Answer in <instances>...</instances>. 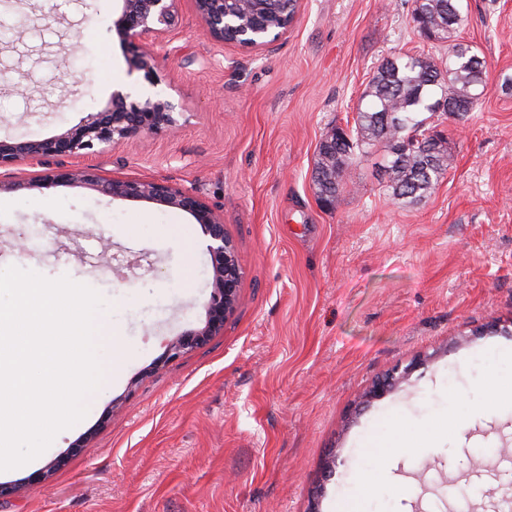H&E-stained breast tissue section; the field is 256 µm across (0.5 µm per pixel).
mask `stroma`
Segmentation results:
<instances>
[{
    "label": "stroma",
    "mask_w": 512,
    "mask_h": 512,
    "mask_svg": "<svg viewBox=\"0 0 512 512\" xmlns=\"http://www.w3.org/2000/svg\"><path fill=\"white\" fill-rule=\"evenodd\" d=\"M0 0V140L44 139L147 89L112 29L120 0ZM458 31L485 61L470 112L433 116L453 156L417 206L387 192L378 156L353 159L337 201L312 173L351 129L377 68L444 64L412 0H300L287 33L219 44L191 0L156 60L176 131L105 148L102 174L193 189L224 219L240 268L223 332L204 326L211 262L188 212L86 186L29 188L66 157L0 168V268L68 276L103 297L100 388L86 417L26 465L0 512H498L512 463V0H463ZM24 89H17L19 74ZM405 378L371 390L395 371ZM74 448L65 465L61 451ZM47 484H39L43 471Z\"/></svg>",
    "instance_id": "1"
}]
</instances>
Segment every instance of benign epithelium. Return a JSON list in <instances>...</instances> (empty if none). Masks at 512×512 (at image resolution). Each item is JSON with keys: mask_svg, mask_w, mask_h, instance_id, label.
I'll return each instance as SVG.
<instances>
[{"mask_svg": "<svg viewBox=\"0 0 512 512\" xmlns=\"http://www.w3.org/2000/svg\"><path fill=\"white\" fill-rule=\"evenodd\" d=\"M178 0H122L120 15L112 21L117 34L131 49L130 69L143 72L156 84V59L164 48L163 34L171 28ZM199 19L218 43L258 48L278 40L293 21L298 0H193ZM179 125L174 105L156 93L131 99L117 91L112 106L90 112L76 126L40 140L0 141V166L21 161L42 162L54 157H75L80 162L58 168L35 181L50 189L58 184L87 185L114 198L151 200L190 213L207 242L212 264L211 291L206 302L205 326L176 337L169 357L201 345L224 331V322L238 301L240 272L234 248L224 234V219L191 189L155 179L115 178L84 163L102 145L122 143L141 133H159Z\"/></svg>", "mask_w": 512, "mask_h": 512, "instance_id": "7a95c632", "label": "benign epithelium"}]
</instances>
